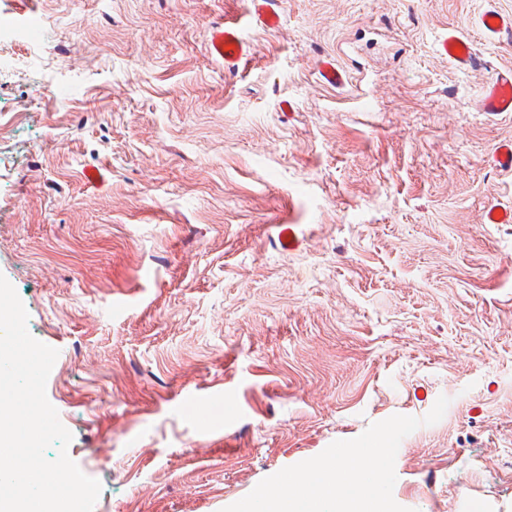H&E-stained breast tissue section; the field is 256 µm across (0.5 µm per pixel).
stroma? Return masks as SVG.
<instances>
[{
  "label": "stroma",
  "mask_w": 512,
  "mask_h": 512,
  "mask_svg": "<svg viewBox=\"0 0 512 512\" xmlns=\"http://www.w3.org/2000/svg\"><path fill=\"white\" fill-rule=\"evenodd\" d=\"M271 6L276 30L252 0H0V274L59 352L46 394L94 512H222L442 395L395 501L512 512V224L485 220L512 209L488 162L512 113L479 109L512 68L480 19L512 0ZM247 45L239 35L224 26H214L211 29L209 52L225 64L237 63L247 56ZM440 45L445 55L460 69H471L477 65V59L467 43L452 32L442 35Z\"/></svg>",
  "instance_id": "1"
}]
</instances>
